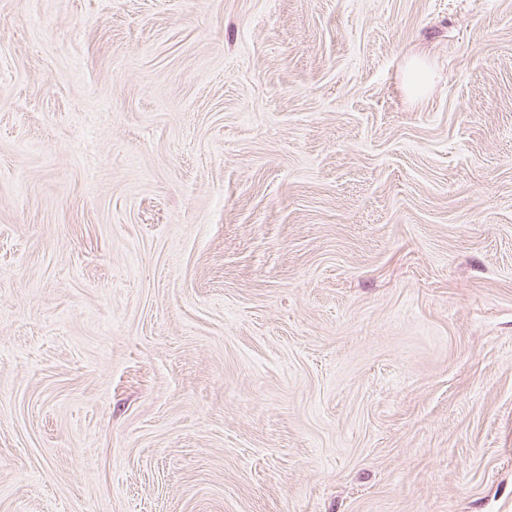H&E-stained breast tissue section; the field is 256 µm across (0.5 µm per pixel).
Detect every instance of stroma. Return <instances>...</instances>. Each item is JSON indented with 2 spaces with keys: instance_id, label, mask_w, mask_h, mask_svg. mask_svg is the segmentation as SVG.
Masks as SVG:
<instances>
[{
  "instance_id": "obj_1",
  "label": "stroma",
  "mask_w": 512,
  "mask_h": 512,
  "mask_svg": "<svg viewBox=\"0 0 512 512\" xmlns=\"http://www.w3.org/2000/svg\"><path fill=\"white\" fill-rule=\"evenodd\" d=\"M0 512H512V0H0Z\"/></svg>"
}]
</instances>
